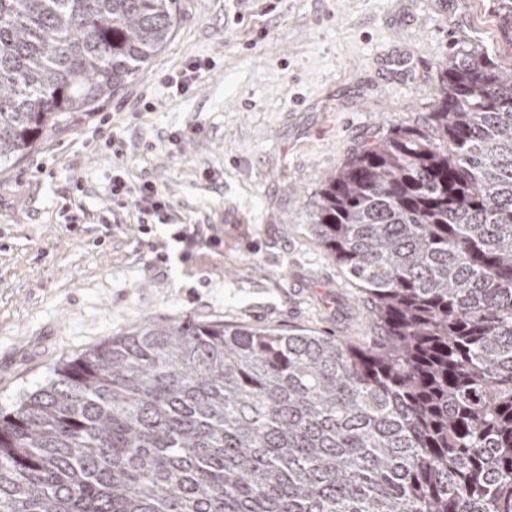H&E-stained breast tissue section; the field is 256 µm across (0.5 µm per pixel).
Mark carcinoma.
Instances as JSON below:
<instances>
[{"label": "carcinoma", "instance_id": "carcinoma-1", "mask_svg": "<svg viewBox=\"0 0 512 512\" xmlns=\"http://www.w3.org/2000/svg\"><path fill=\"white\" fill-rule=\"evenodd\" d=\"M177 0H0V164L100 106ZM305 229L383 341L152 320L0 411V512H512V68L438 64L422 126L325 174Z\"/></svg>", "mask_w": 512, "mask_h": 512}]
</instances>
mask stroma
Segmentation results:
<instances>
[{
    "instance_id": "obj_1",
    "label": "stroma",
    "mask_w": 512,
    "mask_h": 512,
    "mask_svg": "<svg viewBox=\"0 0 512 512\" xmlns=\"http://www.w3.org/2000/svg\"><path fill=\"white\" fill-rule=\"evenodd\" d=\"M179 4L136 78L0 167L2 409L149 319L379 343L367 297L305 229L319 181L392 127L424 124L443 56L484 46L512 64L496 0ZM193 62V90L167 88ZM116 170L154 183L173 224L203 231L189 261L170 226L141 236L134 208L113 206ZM164 247L169 262L154 265Z\"/></svg>"
}]
</instances>
